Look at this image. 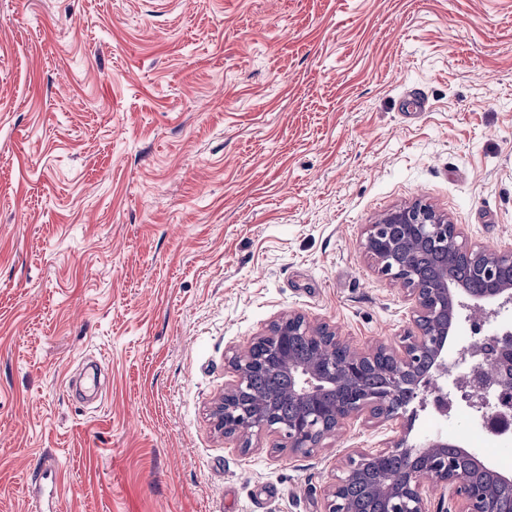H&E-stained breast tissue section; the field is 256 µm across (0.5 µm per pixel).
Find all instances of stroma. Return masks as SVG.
I'll return each instance as SVG.
<instances>
[{
    "mask_svg": "<svg viewBox=\"0 0 512 512\" xmlns=\"http://www.w3.org/2000/svg\"><path fill=\"white\" fill-rule=\"evenodd\" d=\"M417 199L512 251V0H0V512H321L395 423L210 407L289 313L398 345L365 231Z\"/></svg>",
    "mask_w": 512,
    "mask_h": 512,
    "instance_id": "obj_1",
    "label": "stroma"
}]
</instances>
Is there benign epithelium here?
<instances>
[{
    "instance_id": "1",
    "label": "benign epithelium",
    "mask_w": 512,
    "mask_h": 512,
    "mask_svg": "<svg viewBox=\"0 0 512 512\" xmlns=\"http://www.w3.org/2000/svg\"><path fill=\"white\" fill-rule=\"evenodd\" d=\"M434 239L476 262L484 278L499 283L497 288L474 290L454 288L457 280L448 268L437 269L421 279L411 261V252ZM375 271L394 282L412 303L413 325L404 332L397 347L380 344L369 352L354 349L330 327L310 324L303 315L290 313L272 323L268 333L254 338L252 349L230 358L235 380L224 387L211 409L217 431L233 435L241 447L252 445V436L262 430L280 435V448L309 454L324 439L336 434L344 422L366 414L371 419L401 422L402 433L390 445L375 452H355L342 462L340 475L324 497L323 512H348L349 488L391 458L403 461V470L388 480L373 483L368 491L381 499L385 512H500L496 484L512 479L496 473L478 458L473 461L492 481L476 482L472 472L448 458V439L441 435L414 442L410 440L415 401L426 402L436 394L435 405H448L444 381L448 378L449 336L456 322L446 323L443 315L471 310L474 344L483 348V357L473 372L503 393L512 391V329L483 331L481 312L485 306L512 303V283H501L504 268H512V251L475 250L468 246L459 225L427 203L416 200L386 212L368 225L364 243ZM279 360L278 366L293 379L288 399L296 409L292 419L278 422L262 406L243 403L249 378ZM339 392L336 406L327 409L320 392ZM476 410L498 433L512 430V419L501 403H475Z\"/></svg>"
}]
</instances>
